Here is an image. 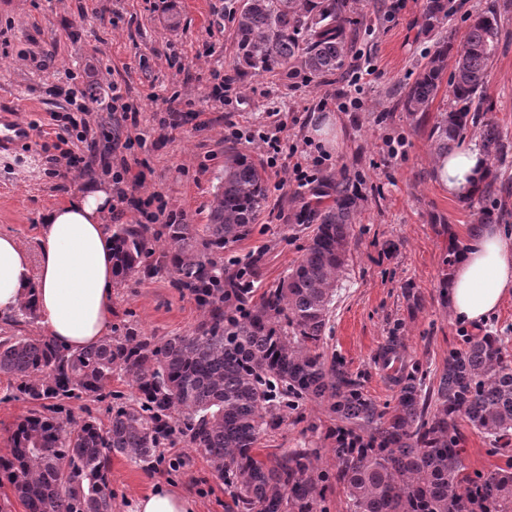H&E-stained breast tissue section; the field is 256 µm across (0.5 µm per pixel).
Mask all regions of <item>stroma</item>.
<instances>
[{
    "mask_svg": "<svg viewBox=\"0 0 512 512\" xmlns=\"http://www.w3.org/2000/svg\"><path fill=\"white\" fill-rule=\"evenodd\" d=\"M497 1L503 32L487 97L493 118L512 141V0ZM394 2L350 0L355 31L346 64L309 84L281 72L234 73L235 25L228 17L238 0H0V113L18 122L48 120L50 113L67 109V92H81L87 81L110 73L124 88L125 103L138 108V125L124 122L110 97L99 98L90 105L99 143L141 134L146 146L137 156L148 162L143 193H160L168 209L184 212L186 223L203 224L224 172L227 122L258 126L276 110L289 121V141L299 143L311 139L325 94L355 97L348 111L329 112L341 134L329 150L323 177L348 173L361 180L364 199L336 284L326 348L343 358L365 392L383 406L393 403L397 391L378 369L391 337L400 341L402 366L417 363L438 371L449 352L463 348L466 337L476 333L453 319L443 297L449 233L467 241L476 212L485 207L495 209L512 232V191L463 202L449 197L434 179L429 128L404 111L402 97L436 51L438 37L425 31L417 0L402 11ZM368 66L376 73L355 92L350 73ZM216 71L236 86L221 104L208 99ZM174 95L193 101L196 113L164 130V101ZM389 138L404 140L403 156L389 157ZM53 140L35 133L0 153V232L13 234L32 252L45 213L86 187L54 175L41 149ZM266 181L267 205L232 253L260 257L261 281L270 285L297 264L309 242L312 231L296 215L312 196L310 189L290 183L274 190L271 174ZM114 306L113 324H130L158 338L188 333L201 317L195 301L164 271L116 288ZM304 416L301 422L288 418L266 436L262 452L296 447L311 440L309 424L322 429L330 424L314 403L306 405ZM461 432L469 473L504 465L483 435L466 426ZM162 454L165 463L154 469L113 457L116 512H126L130 501L159 479L191 492L199 512H226L231 498L205 459L180 446ZM175 456L191 462L169 468L167 460Z\"/></svg>",
    "mask_w": 512,
    "mask_h": 512,
    "instance_id": "stroma-1",
    "label": "stroma"
}]
</instances>
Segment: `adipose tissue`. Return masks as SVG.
<instances>
[{"mask_svg": "<svg viewBox=\"0 0 512 512\" xmlns=\"http://www.w3.org/2000/svg\"><path fill=\"white\" fill-rule=\"evenodd\" d=\"M489 162L479 146L449 152L437 160L434 176L450 197H471L486 181ZM112 191L99 185L77 192L47 211L30 256L15 236L0 233V317L13 313L33 290L46 335L70 350L91 346L112 333V242L104 217ZM512 294V234L484 224L460 250L448 277V307L454 318L476 326L488 320ZM130 512H197L187 491L154 483Z\"/></svg>", "mask_w": 512, "mask_h": 512, "instance_id": "1", "label": "adipose tissue"}]
</instances>
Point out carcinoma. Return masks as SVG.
Wrapping results in <instances>:
<instances>
[{
    "mask_svg": "<svg viewBox=\"0 0 512 512\" xmlns=\"http://www.w3.org/2000/svg\"><path fill=\"white\" fill-rule=\"evenodd\" d=\"M454 0H423L425 29L442 33ZM354 21L348 0H243L235 17L237 60L254 75L299 72L312 82L341 69ZM496 5L473 16L449 76L453 106L438 115L428 139L436 156L477 127L480 146L496 162L505 144L488 116L486 90L499 45ZM448 67V43L423 64L403 107L426 112ZM347 175L331 184L333 204H305L299 217L315 225L298 263L277 284L260 289L252 258L224 262L245 239L266 202L260 164L233 147L206 224H112L115 285L168 272L188 292L202 319L188 333L156 338L129 325L78 351L43 334L0 336V375L36 405L16 426L0 456L25 512H114L112 456L149 468L161 449L183 442L206 459L229 491L228 512H327L334 489L347 512H512V459L471 476L462 457L464 422L512 451V356L488 331L448 353L437 390L416 367L392 376L393 405L380 406L323 351L336 283L348 257L358 194ZM11 327H39L33 289ZM135 388L113 395L112 380ZM112 398L106 419H77L71 404ZM314 402L334 426V464L319 449L258 452L286 414Z\"/></svg>",
    "mask_w": 512,
    "mask_h": 512,
    "instance_id": "1",
    "label": "carcinoma"
}]
</instances>
